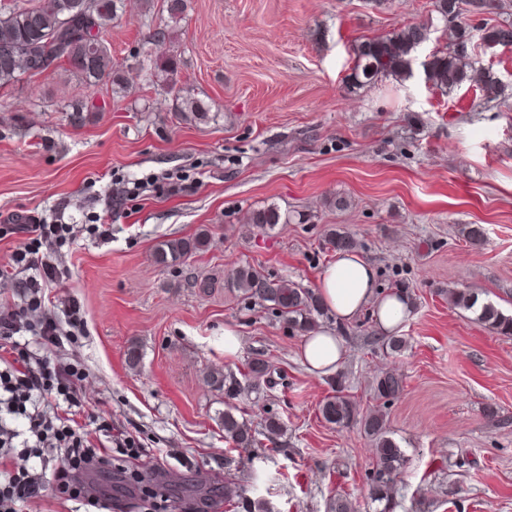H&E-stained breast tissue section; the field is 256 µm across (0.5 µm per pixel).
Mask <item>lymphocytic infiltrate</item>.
<instances>
[{
    "instance_id": "f902f5d3",
    "label": "lymphocytic infiltrate",
    "mask_w": 512,
    "mask_h": 512,
    "mask_svg": "<svg viewBox=\"0 0 512 512\" xmlns=\"http://www.w3.org/2000/svg\"><path fill=\"white\" fill-rule=\"evenodd\" d=\"M68 230V225L46 224L36 217L10 226V233L25 237L13 262L30 271V289L41 287L37 272L43 239ZM61 341L49 318L33 324L19 313L0 316V349L11 348L14 354L13 360L0 365V449L13 447L20 438L33 442L38 450L56 453L60 460L58 477L64 480L91 466L95 453L73 426L46 412L52 405L70 409L82 405L77 366L46 355ZM45 491L43 476L35 468L25 465L10 469L0 461V512H24L26 504Z\"/></svg>"
}]
</instances>
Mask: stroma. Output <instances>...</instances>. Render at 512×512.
Listing matches in <instances>:
<instances>
[{"mask_svg": "<svg viewBox=\"0 0 512 512\" xmlns=\"http://www.w3.org/2000/svg\"><path fill=\"white\" fill-rule=\"evenodd\" d=\"M162 0H125L108 33L127 91L90 90L67 67L0 89V225L27 216L76 225L64 246L43 243L44 311L59 331L86 322L76 342L49 355L83 370L75 420L102 455L135 440L131 468L171 483L200 512H238L224 487L245 488L259 512H327L349 497L375 512L366 474L374 457L360 426L326 423L319 406L335 389L359 412L379 407L374 383L402 381L383 409L405 464L393 512H512V337L501 336L449 294L469 290L512 314V106L484 105L475 87L446 94L422 64L447 44L432 0H186L176 27L180 76L216 117L180 115L139 59L159 56ZM425 23L413 78L347 91L356 42ZM183 177L178 192L151 191L104 207L116 178ZM311 214L305 224L262 229L248 221L267 204ZM482 228L480 243L460 233ZM350 233L386 292L405 287L413 307L391 351L370 312L345 326L330 315L345 358L313 376L299 359L303 335L282 317L225 288L251 266L315 289L336 254L330 230ZM205 238L173 265L155 260L171 239ZM21 236H0V314L28 290L11 266ZM240 350L224 354V329ZM140 361L129 365L130 347ZM264 353L274 385L250 378ZM233 372L239 416L287 431L241 454L224 439V394L211 374ZM112 422L111 437L92 421ZM25 512H147L145 496L103 470L97 505L56 481Z\"/></svg>", "mask_w": 512, "mask_h": 512, "instance_id": "stroma-1", "label": "stroma"}]
</instances>
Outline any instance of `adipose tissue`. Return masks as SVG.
I'll use <instances>...</instances> for the list:
<instances>
[{
	"label": "adipose tissue",
	"mask_w": 512,
	"mask_h": 512,
	"mask_svg": "<svg viewBox=\"0 0 512 512\" xmlns=\"http://www.w3.org/2000/svg\"><path fill=\"white\" fill-rule=\"evenodd\" d=\"M372 264L356 251H341L319 277L316 294L337 324L352 322L362 312H370L377 330L396 334L412 309L405 291L397 289L380 294L375 286ZM341 339L331 329H318L305 337L300 357L308 371L326 375L336 370L344 358Z\"/></svg>",
	"instance_id": "ef3b65f1"
}]
</instances>
